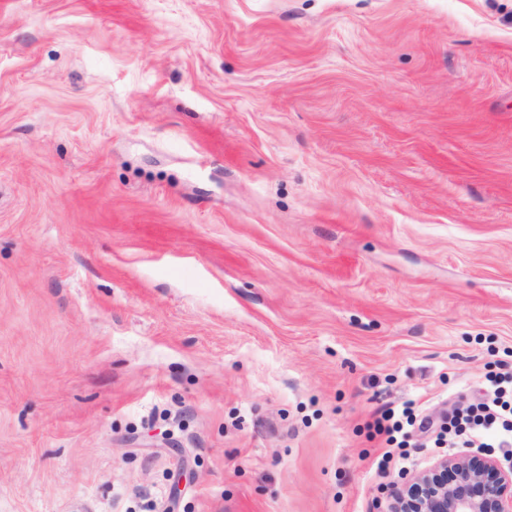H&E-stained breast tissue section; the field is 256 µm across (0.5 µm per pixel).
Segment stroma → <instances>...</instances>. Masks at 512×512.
Wrapping results in <instances>:
<instances>
[{
  "instance_id": "1",
  "label": "stroma",
  "mask_w": 512,
  "mask_h": 512,
  "mask_svg": "<svg viewBox=\"0 0 512 512\" xmlns=\"http://www.w3.org/2000/svg\"><path fill=\"white\" fill-rule=\"evenodd\" d=\"M510 368L512 0H0V512H385ZM403 419L408 425H415L417 416L415 414V403H406L401 411L397 412L394 408L385 406L377 410L372 420L368 422V427L374 437H380L387 445L397 444V448L401 449L398 453L399 459H405L406 446L404 439L398 441L397 435L403 431Z\"/></svg>"
}]
</instances>
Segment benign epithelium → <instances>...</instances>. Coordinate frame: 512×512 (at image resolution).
<instances>
[{
  "mask_svg": "<svg viewBox=\"0 0 512 512\" xmlns=\"http://www.w3.org/2000/svg\"><path fill=\"white\" fill-rule=\"evenodd\" d=\"M387 512H512V468L477 452L392 482Z\"/></svg>",
  "mask_w": 512,
  "mask_h": 512,
  "instance_id": "7a95c632",
  "label": "benign epithelium"
}]
</instances>
